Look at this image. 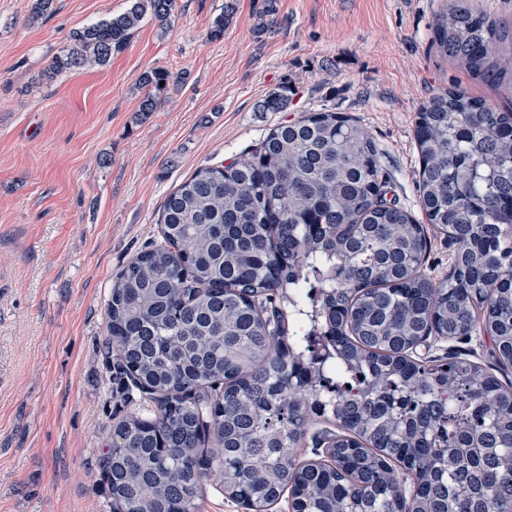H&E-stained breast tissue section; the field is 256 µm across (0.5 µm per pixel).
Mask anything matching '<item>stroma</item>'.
Segmentation results:
<instances>
[{"instance_id": "35a3bbf8", "label": "stroma", "mask_w": 512, "mask_h": 512, "mask_svg": "<svg viewBox=\"0 0 512 512\" xmlns=\"http://www.w3.org/2000/svg\"><path fill=\"white\" fill-rule=\"evenodd\" d=\"M273 2L275 28L257 16ZM441 0H176L171 23L145 19L101 68L47 70L73 31L125 0H0V512H113L99 459L112 424L142 408L105 348L118 272L159 242L168 194L204 165L252 152L278 124L328 107L373 137L392 196L428 239L424 268L447 277L454 245L425 223L414 126L420 104L461 86L501 110L512 85L475 81L430 51ZM170 80L136 113L140 78ZM287 111L258 103L281 86ZM168 80L169 74L161 69H154L142 75L141 82L146 91L137 111L139 117H144L155 111L158 104L156 92L163 89ZM160 82H163V85H160Z\"/></svg>"}]
</instances>
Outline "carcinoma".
Listing matches in <instances>:
<instances>
[{
    "instance_id": "cac0c4a2",
    "label": "carcinoma",
    "mask_w": 512,
    "mask_h": 512,
    "mask_svg": "<svg viewBox=\"0 0 512 512\" xmlns=\"http://www.w3.org/2000/svg\"><path fill=\"white\" fill-rule=\"evenodd\" d=\"M175 0L74 32L53 75L103 67L148 16L166 30ZM225 0L209 37L232 23ZM512 27L471 0H442L431 47L490 85L512 83L499 47ZM141 77L138 116L168 83ZM288 88L260 112L288 107ZM420 205L451 225L456 271L422 269L423 228L397 201L368 131L329 109L270 130L227 165L171 192L162 241L116 276L106 345L151 416L112 425L100 467L124 512H198L205 483L261 508L287 486L306 512H512V390L458 357L410 358L416 336H471L490 320L512 360V117L460 88L424 101L415 131ZM335 429L329 460L304 470L308 428ZM412 463L418 499L400 501Z\"/></svg>"
}]
</instances>
